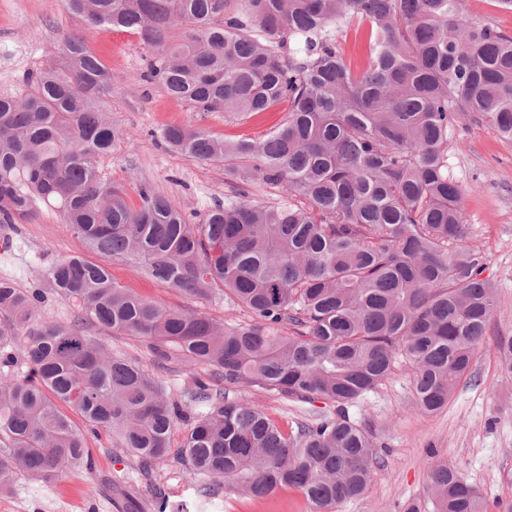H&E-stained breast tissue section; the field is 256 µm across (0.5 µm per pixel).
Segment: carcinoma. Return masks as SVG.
Segmentation results:
<instances>
[{"label": "carcinoma", "mask_w": 512, "mask_h": 512, "mask_svg": "<svg viewBox=\"0 0 512 512\" xmlns=\"http://www.w3.org/2000/svg\"><path fill=\"white\" fill-rule=\"evenodd\" d=\"M66 5L91 25L137 35L152 51L145 78L191 112L250 118L286 109L256 141L163 128L172 151L222 162L240 180L234 196L191 221L150 184L101 175L98 159L119 137L102 109L112 71L83 37H67L59 55L29 72L22 96H0V224L32 216L42 202L88 250L253 315L219 324L164 306L76 255L50 267L44 288L0 280V493L19 474L56 484L89 459L86 436L104 433L143 469L184 464L203 478L205 499L235 489L264 500L293 488L316 512H334L365 490L374 460L350 405L401 360L414 369L425 413L472 377L496 293L468 236L463 190L448 174V138L468 118L512 140V37L473 21L464 0ZM355 20L368 26L361 72L338 41ZM259 181L285 199H250ZM49 292L77 303V318L41 320ZM89 324L173 345L207 376L176 398L88 335ZM496 350L512 377V336L499 337ZM19 362L24 376L10 370ZM219 381L336 413L288 429L230 399ZM426 500L434 512H512V499L489 505L446 463L432 469ZM150 509L187 505L158 490Z\"/></svg>", "instance_id": "1"}]
</instances>
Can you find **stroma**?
I'll list each match as a JSON object with an SVG mask.
<instances>
[{"mask_svg": "<svg viewBox=\"0 0 512 512\" xmlns=\"http://www.w3.org/2000/svg\"><path fill=\"white\" fill-rule=\"evenodd\" d=\"M70 33L84 37L112 70V93L104 106L123 135L111 154L101 158L102 176L149 183L189 217L229 194L235 178L223 164L169 151L158 138V129L190 123L227 139H259L278 120V113L239 122L188 111L160 85L143 81L151 52L137 35L88 27L68 12L65 0H0V95H23L26 74L59 52ZM448 172L464 191L471 243L485 254L487 273L497 285V306L475 364V378L461 382L447 406L425 413L415 404L413 369L401 361L381 385L349 406L351 420L373 435L376 462L365 491L337 512H404L408 501L424 496L430 470L442 462L454 466L488 500L512 498V484L504 479L512 471V378L501 376L495 351L497 337L512 336V141L460 120L448 141ZM0 236L10 240L0 249V279L17 287L39 283L63 257L86 254L92 262L109 267L118 284L143 297L197 311L218 323L252 320L243 307L195 299L130 263L88 253L60 214L45 205H37L34 218L0 224ZM88 333L107 343L114 354L137 361L169 393L186 392L193 375L206 373L205 367L178 354L158 355L141 338L116 335L98 325L89 326ZM224 390L229 398L262 409L283 426L334 413L322 402L296 405L247 383L228 384ZM88 446L91 467L68 470L49 488L18 476L12 492L0 494V512H119L122 495L146 500L156 486L186 501L191 512H314L293 489L279 491L265 502L234 491L222 500L205 502L197 495L198 478L177 462L154 469L146 478L134 470L132 461L116 453L108 436L89 438Z\"/></svg>", "mask_w": 512, "mask_h": 512, "instance_id": "35a3bbf8", "label": "stroma"}]
</instances>
